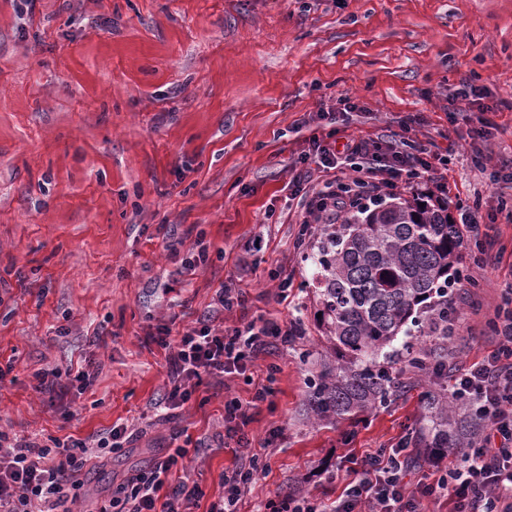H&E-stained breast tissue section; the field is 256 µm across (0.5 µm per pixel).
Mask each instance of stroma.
Masks as SVG:
<instances>
[{"mask_svg":"<svg viewBox=\"0 0 512 512\" xmlns=\"http://www.w3.org/2000/svg\"><path fill=\"white\" fill-rule=\"evenodd\" d=\"M464 80L496 107L487 142L469 137L477 105L454 98ZM345 97L360 107L347 127L355 136L422 114L419 141L448 158L450 218L481 205L512 251L502 189L482 169L512 158V0H35L25 14L0 0V429L43 443L116 423L135 431L85 471L83 501L166 456L180 431L204 443L185 461L203 491L193 512L222 495L219 475L238 462L224 445V402L248 401L252 387L206 380L183 408L157 412L166 362L148 335L161 322L175 333L192 325L223 284L246 292L248 315L300 328L254 368L279 370L248 427L267 469L241 512L296 491L332 502L344 450L388 448L425 424L421 375L402 354L392 365L405 390L387 405L320 424L309 408L326 350L318 241L295 247L288 183L305 120ZM452 105L463 120L449 121ZM171 234L176 256L164 249ZM200 235L210 261L190 274L180 256ZM461 253L448 290L457 333L430 342L467 366L492 348L489 320L512 262L487 280L470 248ZM85 357L98 364L91 389L55 404L36 391L35 372ZM271 429L281 437L262 448Z\"/></svg>","mask_w":512,"mask_h":512,"instance_id":"stroma-1","label":"stroma"}]
</instances>
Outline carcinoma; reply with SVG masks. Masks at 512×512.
Returning a JSON list of instances; mask_svg holds the SVG:
<instances>
[{"label": "carcinoma", "instance_id": "cac0c4a2", "mask_svg": "<svg viewBox=\"0 0 512 512\" xmlns=\"http://www.w3.org/2000/svg\"><path fill=\"white\" fill-rule=\"evenodd\" d=\"M462 237L445 205L396 198L350 215L322 233L313 258L315 294L322 305V337L329 353L310 382L309 404L319 421L349 419L401 392L383 361L408 324L428 323L425 336H448V271L459 259ZM408 363L429 373L443 355L420 341ZM430 380L422 394L428 425L409 440L427 456L465 448L473 425Z\"/></svg>", "mask_w": 512, "mask_h": 512}]
</instances>
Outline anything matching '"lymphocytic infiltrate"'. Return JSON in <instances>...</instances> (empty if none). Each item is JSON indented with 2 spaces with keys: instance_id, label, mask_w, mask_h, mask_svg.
<instances>
[{
  "instance_id": "obj_1",
  "label": "lymphocytic infiltrate",
  "mask_w": 512,
  "mask_h": 512,
  "mask_svg": "<svg viewBox=\"0 0 512 512\" xmlns=\"http://www.w3.org/2000/svg\"><path fill=\"white\" fill-rule=\"evenodd\" d=\"M359 106L341 99L339 106L323 107L311 122L308 147L298 157V171L288 184V199L299 212L296 246L305 245L326 224L338 223L352 210L376 203L380 191L424 186L427 196L445 193L436 174L437 155L406 145L422 121L402 119L399 137H343L352 112ZM476 271L495 267L497 244L494 225L480 207L460 213ZM246 294L228 285L216 291L215 309L204 312L193 325L171 339L161 327L156 343L166 352L167 381L161 405L178 408L190 401L202 379L223 382L250 372L270 349H284L298 332V324L274 318H241L233 325L215 324V311L228 314L244 307ZM492 328L494 351L469 367L450 373V397L465 401L470 413L485 422L459 462L441 465L427 460L422 478L410 482L412 454L407 442L359 455L345 453L339 468L346 476L342 493L325 504L294 493L281 503H268L269 512H424L427 505L449 502L452 512H512V282L506 286ZM36 388L50 398L85 392L95 381L93 365L78 369H46L35 376ZM253 396L243 403H224V437L247 449L245 463L223 472L224 494L211 502L208 512H239L246 489L264 468L262 457L250 449L244 432L253 411L272 394L257 380ZM132 437L127 426L115 425L94 440L66 437L39 445L0 430V512H72L87 463L99 449L118 450ZM188 451L174 448L152 467L137 471L112 489L109 497L94 502L87 512H187L202 491L184 476Z\"/></svg>"
}]
</instances>
